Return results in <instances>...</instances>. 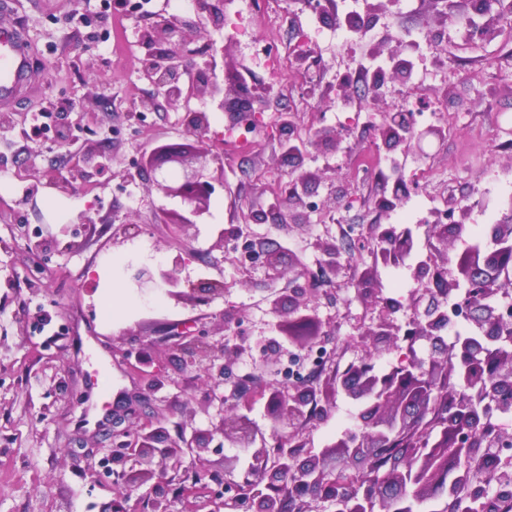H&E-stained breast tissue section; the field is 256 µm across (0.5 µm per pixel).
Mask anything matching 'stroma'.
<instances>
[{
    "label": "stroma",
    "instance_id": "stroma-1",
    "mask_svg": "<svg viewBox=\"0 0 512 512\" xmlns=\"http://www.w3.org/2000/svg\"><path fill=\"white\" fill-rule=\"evenodd\" d=\"M279 0L251 35L208 27L195 46L223 49L218 79L243 78L269 88L281 112H267L249 152L224 153V176L210 207L181 229L168 215L183 204L138 174L155 147L183 141V110L165 103L141 77L148 49L139 31L153 12L184 11L180 0H19L1 25L25 27L41 72L0 123V512H110L119 488L107 463V429L88 432L77 420L91 381L112 379V409L132 428L162 423L159 447L180 431L214 430L240 417L267 440L290 438L317 454L342 436H361L363 412L338 388L347 366L370 359L395 363L405 339L375 336L381 318L408 325L428 310L459 302L432 276L414 278L413 263L374 266L370 241L382 230L412 231L422 257L441 260L466 249L443 244L433 222L448 214L475 231L512 216V22L498 5L474 13L471 0H395L366 18L363 7L321 0ZM496 20L499 35L471 43ZM277 45L286 59L308 52L298 82L270 78L255 42ZM401 48L407 79L392 74ZM383 96L366 99L371 74ZM421 104L417 128L448 123L444 142L420 154L382 143L377 129L389 105ZM295 116L294 132L335 129L339 148L310 149L303 165L286 151L278 123ZM43 126L34 129L35 114ZM310 174L301 192L307 223H281L279 206L298 168ZM431 179L411 189L415 170ZM409 186L393 208H380L395 181ZM92 221L76 223L79 213ZM260 211L261 224L246 215ZM70 219L61 233L62 219ZM276 253L267 266L261 249ZM121 254L123 263L107 261ZM184 262L181 283L219 282L207 304H174L140 293L127 265ZM117 284L130 305L113 320L100 295ZM204 330L234 352L223 370H204L177 351L171 327ZM307 389L302 418L275 422L272 390ZM245 449L215 434L202 457L186 453L171 512H242L233 486L246 471ZM238 458L234 472L225 457Z\"/></svg>",
    "mask_w": 512,
    "mask_h": 512
}]
</instances>
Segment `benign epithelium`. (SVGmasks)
Wrapping results in <instances>:
<instances>
[{
	"instance_id": "obj_1",
	"label": "benign epithelium",
	"mask_w": 512,
	"mask_h": 512,
	"mask_svg": "<svg viewBox=\"0 0 512 512\" xmlns=\"http://www.w3.org/2000/svg\"><path fill=\"white\" fill-rule=\"evenodd\" d=\"M224 24L222 0H191V9L184 15L161 11L153 22L140 31L142 43L151 49V57L143 64L141 73L174 109L185 108L183 124L185 135L203 137L208 132L207 113L188 108L191 96L206 95L217 102V108L241 117L247 112H263L274 105L271 92L262 88L247 101L236 99L233 107L224 106L229 89L216 80H206L189 89L179 82L180 72L195 66L197 50L188 48L190 36L198 34L206 26ZM378 135L386 144L402 147L406 153L423 152L427 139L443 142L447 139L448 125H431L418 130L411 120V113L402 105L384 114ZM320 143H339L335 132L316 129L306 138L292 144L288 150L296 155L297 166H303L308 148ZM211 157L217 169L224 170L219 153L192 150L189 144H165L156 148L148 161L141 165L139 173L146 177L164 195L176 198L185 206L182 213L170 215V223L180 228L195 224V219L209 210L213 185L210 178L192 163L200 158ZM181 169L177 177L157 180L155 173L163 168ZM491 246L483 251L465 250L454 264L443 261L434 276L448 290L464 281L473 292L465 295L460 304L471 312V321L479 334L460 340L450 350L441 345L440 356L425 370L414 363L399 366L400 375L393 381H384L369 371H351L338 378L340 387L357 400L373 401L364 412V431L360 439L340 438L332 449L318 456L309 457L297 470L292 461L298 449L280 441L269 445L264 435L245 421L224 422L217 432L225 438L253 449L252 458L258 470L267 469L271 456L278 465L272 481L261 487L245 480L240 485L238 500L244 512H291L294 494L285 495L275 484L278 475L295 472L297 482L303 487L302 494L315 500L336 501L338 512H415L416 505L431 498L440 490L448 491L446 512H494V501L485 498L469 462L479 444L477 430L483 406L478 396L462 397L446 386L448 377L463 382L469 388L488 391L512 399V348L503 344L507 336V323L491 306L492 299L501 289L512 285V273L505 270V260L512 257V219L493 224L488 229ZM412 243L411 231L380 233L374 263L384 266L405 262ZM184 263L182 256L173 259L172 266L163 264L145 266L137 270L134 281L142 289L149 284L162 288L168 298L180 303L205 302L209 296L224 293V285L209 284L203 288H179L180 281L175 268ZM443 322L442 314H427L426 319L415 318L409 335L432 337ZM180 350L193 362H212L224 357V348L209 344L200 332ZM492 366L494 376L485 380L479 374L484 366ZM310 394L297 391L289 395H271L270 408L274 420L295 419L302 415ZM444 403L446 420L440 424L439 436L426 442L420 441L415 448H398L389 457L385 475L380 480L382 492L373 496V464L395 439L398 432L418 426L437 406ZM121 419H110L109 448L112 462H130L116 473L121 494L113 500V512H130L126 506L130 496L139 494L149 512H169L168 483L158 480L156 467L164 462L177 468L184 449H205L213 437L211 433L194 430L179 433L172 443L157 447L156 431L141 428L133 433L115 429ZM341 467L357 474L360 480L345 490L332 479L336 468Z\"/></svg>"
}]
</instances>
